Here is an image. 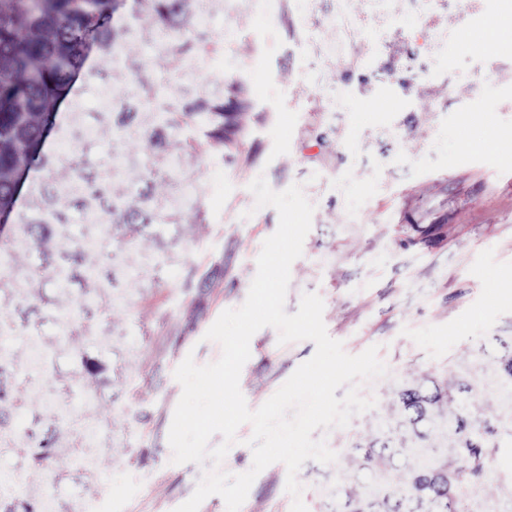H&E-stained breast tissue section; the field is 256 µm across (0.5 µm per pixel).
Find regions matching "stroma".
Returning a JSON list of instances; mask_svg holds the SVG:
<instances>
[{
	"label": "stroma",
	"instance_id": "stroma-1",
	"mask_svg": "<svg viewBox=\"0 0 512 512\" xmlns=\"http://www.w3.org/2000/svg\"><path fill=\"white\" fill-rule=\"evenodd\" d=\"M506 9L505 0H224L177 71L155 57L154 25L138 0H116L115 33L138 34L116 52L91 50L86 69L116 76L122 92L150 63L161 87L153 106L172 114L209 97L229 72L246 107L225 117L223 152L195 126L170 140L179 169L155 161L153 196L174 198L189 178L196 209L174 211L168 224H116L103 236L69 205L65 223L46 225L47 248L0 255L10 282L0 350L11 354L0 368V424L15 435L0 452V496L44 490L45 473L29 458L52 436L61 447L54 512H175L190 498L206 467L172 461L168 434L182 394L174 372L189 355L199 365L220 358L205 334L247 298L279 221L273 207L255 206L249 185L261 175L276 191L301 185L314 206L286 312L318 294L327 332L345 352L378 346L387 367L359 386L375 408L315 431L336 462L309 460L297 474L308 512H335L337 490L359 489L365 477L351 447L394 417L402 385L454 380L472 350L494 352L497 338H512V299L496 286L512 279V43L491 55L475 40ZM343 35L345 54H328ZM100 105L98 84L77 79L53 109L56 124L93 127L94 137L67 141L55 131L37 154L60 159V179L80 166L115 193L135 192L150 144L132 130L114 135ZM463 113L473 120L466 130ZM88 240L99 243L91 255L81 250ZM89 263L99 277L86 283ZM57 269L76 275L69 291L59 290ZM29 336L46 350L39 374L28 369ZM314 353L312 341L282 345L276 329L257 331L240 375L248 407L258 409ZM63 413L73 427H58ZM74 448L87 465L72 463ZM511 477L512 447L498 449L480 492L496 512H512L503 485ZM286 478L283 463L268 466L240 512H291Z\"/></svg>",
	"mask_w": 512,
	"mask_h": 512
}]
</instances>
